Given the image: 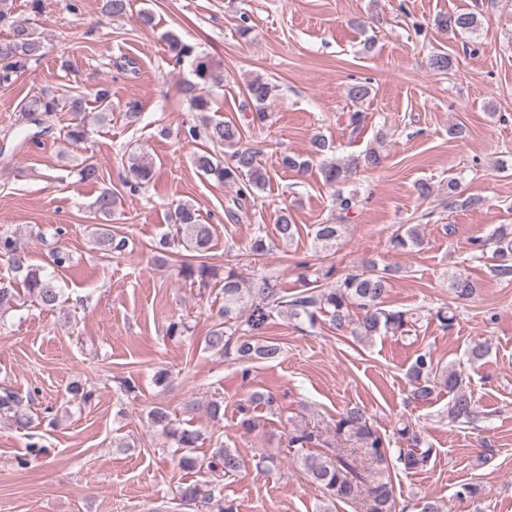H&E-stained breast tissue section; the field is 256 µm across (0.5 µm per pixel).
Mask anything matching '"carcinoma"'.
<instances>
[{"mask_svg": "<svg viewBox=\"0 0 512 512\" xmlns=\"http://www.w3.org/2000/svg\"><path fill=\"white\" fill-rule=\"evenodd\" d=\"M481 25L476 12L439 14L434 26L441 32H474ZM172 58L181 63L192 60L194 74L200 89L220 84L224 76L216 73L212 61L196 54L195 47L176 35L167 36ZM44 45L34 30L24 24L13 25L12 36L0 40V85L9 86L24 72L29 64L43 56ZM193 92L191 109L199 113V123L189 126L188 136L197 140L204 138L224 149L228 160L220 161L205 151L195 156L194 163L205 175L223 184L237 186L238 200L245 201L264 189L268 175L258 161L259 151L242 145L239 126L231 121L213 120L207 116L212 101L206 94ZM278 85L271 80L255 75L246 82L245 93L249 123L263 128L270 120L268 108L278 96ZM347 95L354 102L364 101L372 95L370 83L357 82L347 87ZM97 104L98 120L105 121L111 113L110 92L98 87L93 93ZM88 99L77 96L68 100L50 89H42L27 95L20 103L18 126L21 149L40 140V134L53 130L50 121L57 113L67 110L73 114L72 122L60 129L63 139L70 144L87 140L89 129L81 114L85 112ZM130 171L136 182L135 189L152 177L149 163L130 154ZM382 163L379 147L371 146L363 155L347 159L325 160L320 173L330 186L343 184L359 167L375 169ZM118 196L110 189L103 190L96 199V210L104 216L112 215ZM479 203L474 197H463L458 183H448V206L472 207ZM278 238L283 243L292 242L298 234V226L290 216L282 213L276 219ZM343 225L319 224L314 231V247L328 251L336 246L342 236ZM215 234L211 224L199 219L197 210L190 204L177 206L173 223L163 234L161 245L170 248L181 246L188 252V259L180 261L179 275L186 281L206 282L216 276L215 269L208 265L207 258ZM94 242L108 254H122L129 247V239L117 237L108 224H98L93 231ZM391 243L397 249L411 250L422 244L419 228L407 226L396 234ZM495 245L494 264L490 266L492 276L502 280L512 279V225H499L487 240L475 239L473 251L485 253L489 245ZM0 255L9 257L14 278L20 280L23 293H18L11 283L0 282V318L14 307L20 296L49 309L58 307L61 289L56 280L43 273L42 268L30 263L21 241L6 232L0 233ZM392 271L372 265L362 271L341 273L331 265L316 273L313 281H304V289L289 295L283 291L278 277L261 275L250 281L244 279L231 266L224 268V277L219 281L224 305L218 319L210 327L204 339V349L230 358L242 365L257 361H274L281 355L278 342L262 336V329L271 314L279 312L300 324L315 328L320 314L330 317L331 325L338 331H346L356 342L369 343L383 333L403 334L415 327L419 318L413 310L387 309L384 300L391 287ZM448 288L457 298L465 300L475 292L476 284L469 276L454 273L448 278ZM412 382L413 400L426 403L436 390L448 392V417L471 424L478 419L475 403L468 390L463 374L453 366L441 367L427 353L417 354L408 370ZM263 408L274 414L280 410L279 396L267 390L254 392L239 406L240 427L251 432L258 427L254 410ZM0 418L13 420L21 427L31 423L23 397L13 389L0 387ZM152 426L160 429L172 441L174 453L179 455L178 465L187 471L207 470L211 479L204 484L189 483L179 487L178 499L183 504L204 508L208 512H236L231 501L224 498V477L240 472L243 460L237 450L218 445L209 457L195 455L201 434L191 428L177 427L170 412L163 405H156L148 412ZM333 437L346 444L332 453L333 447L323 436L307 424H294L288 432V447L313 448L300 459V468L325 494L327 505L323 512H333L336 502H362V512H397L398 503L389 474V462L405 472H414L427 466L433 448L426 442L421 430L405 423L394 435L405 443L398 449L396 458H391L390 439L371 421L365 409L354 406L339 414L332 428Z\"/></svg>", "mask_w": 512, "mask_h": 512, "instance_id": "cac0c4a2", "label": "carcinoma"}]
</instances>
